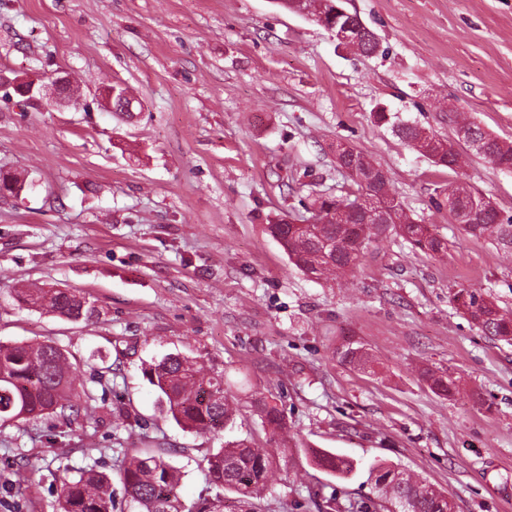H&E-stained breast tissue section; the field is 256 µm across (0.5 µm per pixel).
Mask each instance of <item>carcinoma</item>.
I'll return each instance as SVG.
<instances>
[{"label":"carcinoma","instance_id":"1","mask_svg":"<svg viewBox=\"0 0 512 512\" xmlns=\"http://www.w3.org/2000/svg\"><path fill=\"white\" fill-rule=\"evenodd\" d=\"M291 12L307 10L319 22L330 19L339 0H275ZM356 50L369 56L378 48L377 39L359 19L353 20ZM458 130L472 135V147L503 170H512V143L487 133L469 122ZM399 135L427 154L433 163L453 169L459 164L454 141L425 135L419 127L402 124ZM350 197H328L319 202L324 224H288L278 221L269 232L281 244L289 259L302 272L318 280H335L358 265L372 237L383 232L379 224L365 223L364 215L353 208ZM448 211L458 217L465 213L471 223L463 230L474 237H487L512 251V219L505 220L489 208L478 190L464 186L448 187ZM397 222L391 224L411 248L438 255L448 242L427 224H416L402 205H396ZM18 301L28 307L46 310L58 317L88 320L96 309L85 297L67 289L22 286L15 289ZM452 301L485 336L512 340V313L500 309L480 288H461ZM155 387L161 406L177 425L191 432L215 434L235 422L237 403L228 396L224 373L206 368L179 354H169L145 370ZM431 388L444 396L452 394L453 381L446 375L428 374ZM91 398L86 386H76L64 350L45 342L0 344V424L28 422L36 412L69 413L78 416L83 401ZM272 431L282 428V418L264 397L253 399ZM313 462L340 479L354 475L356 464L329 451L313 453ZM277 458L269 448H255L249 438L228 440L224 447L205 457L209 483L233 495L239 512H253L254 501L268 490ZM376 496L361 506L360 512L380 508L384 512H454L445 491L426 479L392 463L378 461L369 469ZM120 478L133 504L130 512H182L178 494L180 475L176 467L161 457H130L124 460ZM59 512H112V475L88 469L61 481Z\"/></svg>","mask_w":512,"mask_h":512}]
</instances>
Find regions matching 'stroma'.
Returning <instances> with one entry per match:
<instances>
[{
  "label": "stroma",
  "instance_id": "1",
  "mask_svg": "<svg viewBox=\"0 0 512 512\" xmlns=\"http://www.w3.org/2000/svg\"><path fill=\"white\" fill-rule=\"evenodd\" d=\"M343 6L377 35V54L339 47L272 0H0V168L32 183L0 197V342H55L93 392L75 421L0 425V512H57L61 477L80 468L113 474L124 507L116 473L132 454L175 465L184 512H197L216 495L204 457L245 437L288 456L257 512H317L313 486L356 512L376 460L445 490L456 512H512V343L451 300L480 288L512 310V255L448 214L449 185L467 182L511 218L512 172L465 146L458 168L437 166L391 126L453 140L459 115L512 141V0ZM59 71L77 105L15 90ZM114 83L135 97L133 119L100 107ZM340 143L388 172L445 254L400 246L389 229L336 281L289 261L267 226L311 220L315 199L346 194ZM21 283L75 290L98 315L24 307ZM349 345L366 364L342 361ZM177 352L224 373L240 403L232 428L199 435L167 417L144 370ZM429 369L448 372L455 394L434 393ZM258 396L282 430L263 424ZM316 450L360 468L337 479L313 465ZM21 458L28 480L6 489Z\"/></svg>",
  "mask_w": 512,
  "mask_h": 512
}]
</instances>
